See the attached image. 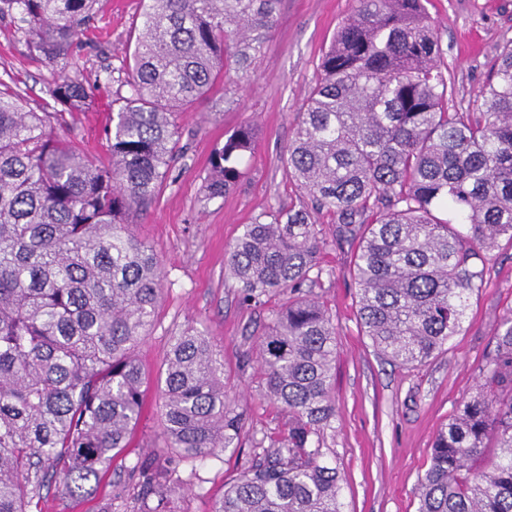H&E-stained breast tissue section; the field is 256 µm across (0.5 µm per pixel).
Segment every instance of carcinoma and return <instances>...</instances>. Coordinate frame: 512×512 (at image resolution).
Masks as SVG:
<instances>
[{"mask_svg":"<svg viewBox=\"0 0 512 512\" xmlns=\"http://www.w3.org/2000/svg\"><path fill=\"white\" fill-rule=\"evenodd\" d=\"M126 96L107 156L68 138L67 116L93 102L61 74L38 108L0 90V512H34L52 481L73 498L127 447L143 407L135 349L157 316L161 271L132 231L180 153L174 115L191 111L224 58L247 64L279 0H143ZM97 0H0L32 60H67ZM425 0H355L320 61L283 166L312 206L243 225L225 261L242 300L290 294L258 341L264 396L288 416L213 512H343L337 462L336 324L305 285L320 282L326 237L357 242L358 317L376 354L416 367L463 328L503 239L512 243V45L487 78L479 112L448 107L452 89ZM257 132L225 134L203 191L222 200ZM164 434L206 459L241 441L243 413L224 394V357L208 334L174 338L160 377ZM418 512H512V313L492 336L471 392L434 439ZM146 482L139 512H170Z\"/></svg>","mask_w":512,"mask_h":512,"instance_id":"carcinoma-1","label":"carcinoma"}]
</instances>
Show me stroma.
Returning <instances> with one entry per match:
<instances>
[{
  "mask_svg": "<svg viewBox=\"0 0 512 512\" xmlns=\"http://www.w3.org/2000/svg\"><path fill=\"white\" fill-rule=\"evenodd\" d=\"M353 0H280L276 20L263 31V45L247 66L231 64L194 111L179 114L182 155L158 199L133 226L162 268L156 320L137 357L146 374L144 406L127 448L107 474L81 498H67L55 485L41 492L42 512H138L147 479L171 486V512H211L225 485L246 471L252 438H280L286 416L262 394L253 359L258 334L288 301L285 293L262 306L242 303L236 283L224 274L230 247L242 227L268 209L302 206L281 157L291 141L296 114L319 73L324 49ZM427 10L444 55L452 103L481 108L490 68L512 41V0H429ZM141 0H99L94 20L75 53L77 76L94 86L91 108L75 113L72 137L86 150L106 151L112 101L138 34ZM57 69L36 64L22 34L0 21V83L31 100L45 96ZM250 124L257 143L245 173L223 200L203 198L212 149L226 132ZM355 245L329 244L324 273L312 295L334 318L336 419L325 437L342 475L344 512H417V483L431 462V443L474 386L495 328L512 312V245L502 244L487 263L485 286L474 296L462 332L427 364L401 368L377 356L356 314L352 278ZM207 330L224 353V389L245 415L241 445L204 460L154 454L164 429L159 377L171 343L188 326Z\"/></svg>",
  "mask_w": 512,
  "mask_h": 512,
  "instance_id": "stroma-1",
  "label": "stroma"
}]
</instances>
